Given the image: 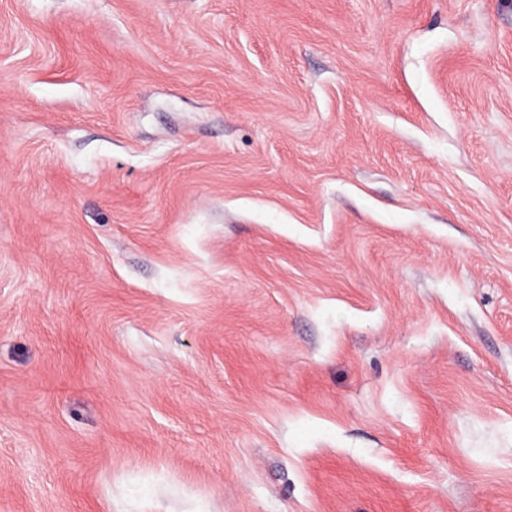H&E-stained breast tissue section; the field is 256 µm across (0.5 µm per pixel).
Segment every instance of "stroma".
<instances>
[{
  "label": "stroma",
  "mask_w": 512,
  "mask_h": 512,
  "mask_svg": "<svg viewBox=\"0 0 512 512\" xmlns=\"http://www.w3.org/2000/svg\"><path fill=\"white\" fill-rule=\"evenodd\" d=\"M0 512H512V0H0Z\"/></svg>",
  "instance_id": "stroma-1"
}]
</instances>
